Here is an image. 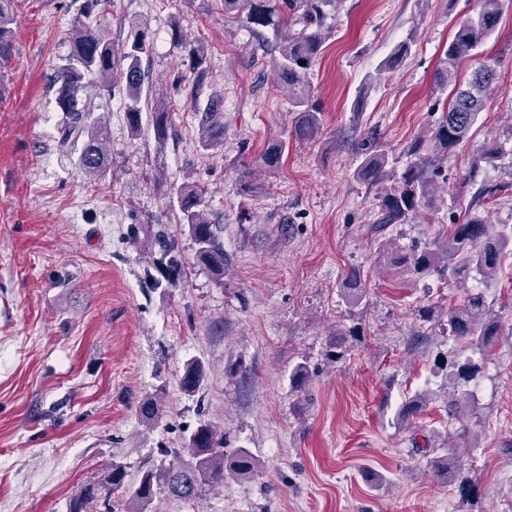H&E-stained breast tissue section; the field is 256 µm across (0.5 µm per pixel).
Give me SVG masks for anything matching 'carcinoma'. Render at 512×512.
Wrapping results in <instances>:
<instances>
[{
	"label": "carcinoma",
	"instance_id": "1",
	"mask_svg": "<svg viewBox=\"0 0 512 512\" xmlns=\"http://www.w3.org/2000/svg\"><path fill=\"white\" fill-rule=\"evenodd\" d=\"M343 0H224V16L234 17L251 29L255 36L253 54H268L269 45L263 29L275 32L300 26L297 32L281 40L278 55L272 60L274 80L285 93L291 111L296 114L294 135L298 139L316 136L321 126V112L317 106L309 81V70L318 60L326 36L324 18L327 9L337 10ZM107 0H83L80 17L70 33V53L56 66L52 80L56 87V104L64 113L58 129L61 148L77 154L81 172L93 179L102 180L110 172L112 157L109 150V126L104 116L96 113L92 97L85 95L88 85H93L98 95L116 93L125 100L126 123L131 135H138L143 121L153 132L157 142L168 139L172 127V113L165 99L150 101V109L143 110L142 100L149 74L143 61L148 56L150 44L143 22H129L128 42L114 46L101 27V5ZM503 0H481L476 16L461 21L440 59L437 77L442 83L455 81L459 62L475 50L497 27L503 13ZM14 13L12 0H0V69L5 68L13 54ZM171 39L179 51L187 73L176 81V89L185 82L191 84V97L195 98L204 88L210 75L208 48L183 36L178 23H172ZM415 44L409 36L400 42L380 63L374 79L405 62ZM496 73L495 63L488 59L476 68L467 86L456 89L454 97L444 109L433 134L435 150L448 152L464 141L483 110L484 98L493 89L494 81L488 74ZM377 137L370 134L360 142L363 160L356 171L361 182L376 184L386 175L385 153L376 146ZM200 144L205 150L224 146V113L207 105L200 117ZM287 148L283 142L269 147L260 157V165L274 174L280 167ZM413 161L400 177V185L377 197L376 219L369 225L370 233L378 242L379 253L389 263L410 277L423 278L432 274L448 275L464 280L475 273L485 280L494 278L504 252L512 245V225H493L480 215L476 205L484 198H494L507 190V186L491 181L480 182L467 218L456 224L441 241L412 242L399 246L385 237L396 224H405L416 218L431 201V189L438 168L424 153V141L411 144L408 150ZM504 156V149L497 143L485 147L481 161L474 162L471 180H476L479 163L494 165ZM178 221L188 228L195 245V262L208 270L215 284L224 286V274L229 258L224 251V228L214 224L202 200L193 187L181 186L175 191ZM150 263L157 272L153 284L170 288L177 286L185 274L184 262L178 252L176 240L165 232L155 234L150 241ZM343 298L350 307L362 304L365 295L357 275L346 279ZM418 320L426 329L417 332L416 339L424 340L438 332L442 336L475 347L479 352L493 345L501 324L493 314L491 302L485 291L477 288L466 294L463 301L446 310L426 305L416 311ZM445 372L439 385L443 393L444 408L448 417L460 422L459 433L469 431L467 413L474 400L468 384L481 371V363L474 358L456 354L448 355L436 364L434 373ZM314 371L305 361L297 363L289 376L293 391L303 393ZM205 379L202 364L188 362L180 379L186 393L200 389ZM435 392L424 390L407 396L402 402L394 425L406 427L426 409ZM181 458L174 453L168 463L142 466L133 476L127 464L116 459L107 466V475L99 482L84 485L72 499L69 512H115L112 494L122 493L120 512H152L151 505L158 495L168 494L184 502L197 500L207 485L224 484L229 477L249 475L261 468V463L245 449L233 454L224 452V431L210 422L199 424L186 438ZM435 475L455 487L460 500L471 506L475 499V481L471 472L449 454L433 458Z\"/></svg>",
	"mask_w": 512,
	"mask_h": 512
}]
</instances>
